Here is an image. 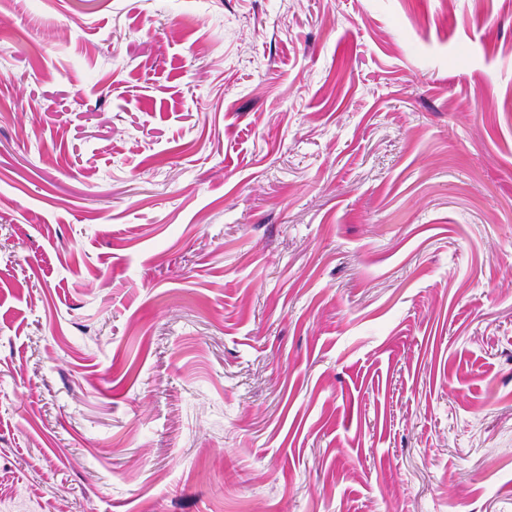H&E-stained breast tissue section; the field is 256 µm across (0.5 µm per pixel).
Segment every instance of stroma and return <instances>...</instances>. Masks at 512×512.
Returning a JSON list of instances; mask_svg holds the SVG:
<instances>
[{"mask_svg":"<svg viewBox=\"0 0 512 512\" xmlns=\"http://www.w3.org/2000/svg\"><path fill=\"white\" fill-rule=\"evenodd\" d=\"M0 512H512V0H0Z\"/></svg>","mask_w":512,"mask_h":512,"instance_id":"obj_1","label":"stroma"}]
</instances>
